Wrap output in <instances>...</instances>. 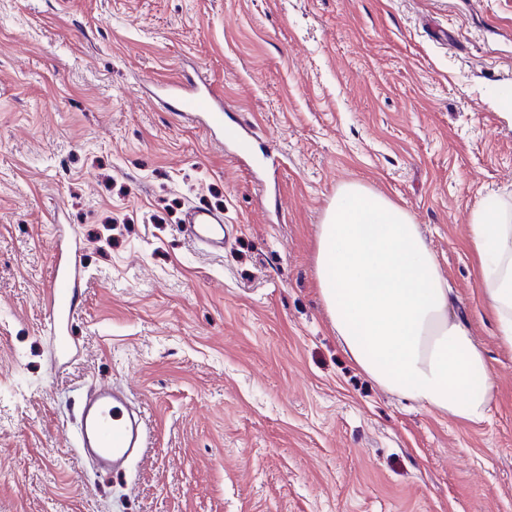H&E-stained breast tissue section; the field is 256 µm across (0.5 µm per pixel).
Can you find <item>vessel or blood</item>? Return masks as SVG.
I'll return each mask as SVG.
<instances>
[{
	"label": "vessel or blood",
	"mask_w": 512,
	"mask_h": 512,
	"mask_svg": "<svg viewBox=\"0 0 512 512\" xmlns=\"http://www.w3.org/2000/svg\"><path fill=\"white\" fill-rule=\"evenodd\" d=\"M170 111L183 118H202L210 135L224 130V104L211 84L191 86L181 80L169 83ZM186 221L203 243L218 246L224 240V220L207 207L191 209ZM81 251L78 246L59 243L46 289V328L57 335V348L67 352L65 331L75 317L80 275ZM147 430L143 412L133 407L128 393L120 386L96 388L81 403L80 426L76 435L79 453L94 456L101 469L115 474L141 457Z\"/></svg>",
	"instance_id": "1"
}]
</instances>
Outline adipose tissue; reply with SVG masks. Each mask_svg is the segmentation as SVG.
I'll return each instance as SVG.
<instances>
[{
	"label": "adipose tissue",
	"instance_id": "obj_1",
	"mask_svg": "<svg viewBox=\"0 0 512 512\" xmlns=\"http://www.w3.org/2000/svg\"><path fill=\"white\" fill-rule=\"evenodd\" d=\"M467 239L500 342L512 348V205L486 200ZM315 265L336 338L363 373L448 418L485 419V357L407 210L359 183L340 186L318 229Z\"/></svg>",
	"mask_w": 512,
	"mask_h": 512
}]
</instances>
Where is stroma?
Listing matches in <instances>:
<instances>
[{
    "mask_svg": "<svg viewBox=\"0 0 512 512\" xmlns=\"http://www.w3.org/2000/svg\"><path fill=\"white\" fill-rule=\"evenodd\" d=\"M199 73L254 165L164 108ZM512 0H0V512H512V349L466 240L512 203ZM357 181L419 224L494 382L449 419L333 333L316 231ZM224 214L210 253L186 212ZM84 253L73 349L43 292ZM146 415L126 475L78 457L73 401Z\"/></svg>",
    "mask_w": 512,
    "mask_h": 512,
    "instance_id": "35a3bbf8",
    "label": "stroma"
}]
</instances>
